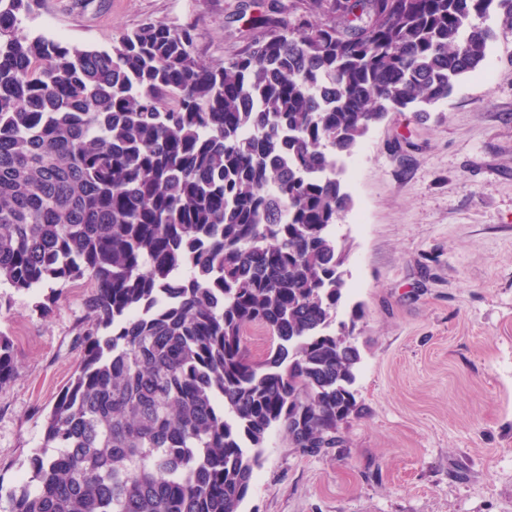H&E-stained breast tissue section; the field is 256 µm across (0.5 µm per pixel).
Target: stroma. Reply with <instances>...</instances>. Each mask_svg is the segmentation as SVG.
Segmentation results:
<instances>
[{"mask_svg": "<svg viewBox=\"0 0 512 512\" xmlns=\"http://www.w3.org/2000/svg\"><path fill=\"white\" fill-rule=\"evenodd\" d=\"M300 0H37L31 34L109 46L148 22L194 26L220 65L263 38L260 16ZM427 113L391 112L340 167L353 199L338 310H365L354 389L366 408L335 447L306 454L272 429L242 512H512V29ZM90 279L0 286L16 375L0 388V491L43 445L45 414L79 368Z\"/></svg>", "mask_w": 512, "mask_h": 512, "instance_id": "1", "label": "stroma"}]
</instances>
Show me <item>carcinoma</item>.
Segmentation results:
<instances>
[{"label":"carcinoma","instance_id":"cac0c4a2","mask_svg":"<svg viewBox=\"0 0 512 512\" xmlns=\"http://www.w3.org/2000/svg\"><path fill=\"white\" fill-rule=\"evenodd\" d=\"M34 4L0 0V285L95 287L78 373L0 512H241L272 428L315 453L364 413L356 322L336 321V157L447 98L512 0H302L217 67L188 25L107 48L31 35ZM14 375L0 335V388Z\"/></svg>","mask_w":512,"mask_h":512}]
</instances>
